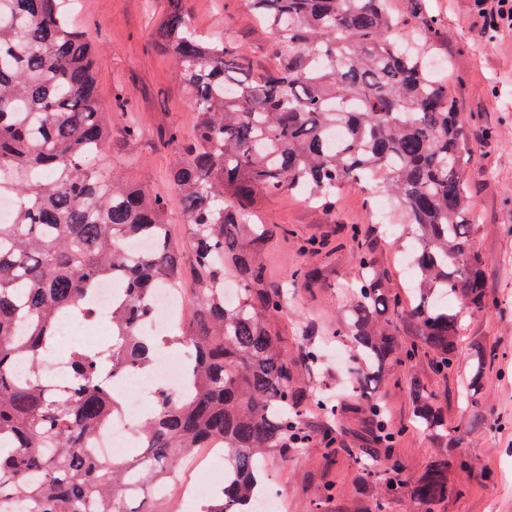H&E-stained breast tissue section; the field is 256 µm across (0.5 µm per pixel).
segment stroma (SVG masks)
<instances>
[{
	"mask_svg": "<svg viewBox=\"0 0 512 512\" xmlns=\"http://www.w3.org/2000/svg\"><path fill=\"white\" fill-rule=\"evenodd\" d=\"M187 6L197 30L236 42L249 68L271 66L269 38L243 0H188ZM164 7L165 0H78L73 21L91 41L101 105L112 125V143L100 166L169 195L173 189L167 173L176 154L158 146L156 131L174 126L190 132L195 114L171 62L155 43ZM429 7L439 17L435 32L428 35L432 64L448 84L471 147L463 173L477 214L471 239L485 258L491 296L512 306V236L505 232L512 225V28H501L489 43L477 35L484 19L474 0H430ZM130 116L138 118L144 130L135 143L122 138V126ZM374 208L368 192L356 186L342 189L330 205L288 193L258 203L260 221L283 224L290 231L289 237H275L267 250L272 280L288 283L301 263L321 274L313 290H291L289 305L277 321L289 355H296L305 329L312 333L311 343L324 344L327 350L321 367L300 373L297 384L339 396L344 403L352 402L353 393L342 388L344 372L336 363V352L350 344L333 330L355 279L352 227L360 228L393 288L405 290L415 276L410 257L397 247ZM307 239L326 241V252L300 256L296 246ZM480 344L507 348L509 354L499 360L478 409L472 410L465 405L464 393L468 362ZM414 378L435 393L448 420V439L409 428L408 386ZM374 396L384 406L387 421L405 430L393 451L406 465V483L443 451L452 458H471L493 471V481L483 483L465 481L456 470H449V479L465 488L441 502L436 512H512L511 316L494 310L464 323L457 338L455 368L448 377L436 376L429 355L424 354L380 382ZM359 430L352 414L338 428V439L346 447L336 454L326 455L315 441L290 449L288 455L272 453L263 459L268 478L288 499V512H423L407 488L380 497L379 475L368 474L363 466L372 460L376 446ZM353 448L361 449V459L350 456ZM330 481L337 485L332 498L324 493Z\"/></svg>",
	"mask_w": 512,
	"mask_h": 512,
	"instance_id": "obj_1",
	"label": "stroma"
}]
</instances>
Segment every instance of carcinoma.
<instances>
[{
	"label": "carcinoma",
	"mask_w": 512,
	"mask_h": 512,
	"mask_svg": "<svg viewBox=\"0 0 512 512\" xmlns=\"http://www.w3.org/2000/svg\"><path fill=\"white\" fill-rule=\"evenodd\" d=\"M244 2L271 35L275 66L260 74L246 72L234 42L199 33L186 0H167L159 23L156 44L196 118L188 138L176 127L163 133L177 154L168 181L185 217L179 244L167 199L97 164L110 129L91 44L64 0H0V196L15 200L13 219L0 223V503L30 512H162L144 486L171 485L192 449L219 438L229 468L204 512H255L264 454H286L312 435L336 453L344 408L293 388L300 368L321 365V352L308 345L288 358L273 326L288 295L264 261L274 229L250 222L260 195L300 191L330 204L340 186L355 183L385 187L400 203L398 239L416 270L410 308L352 230L357 285L335 335L352 345L353 385L416 358L418 346L399 339V320L415 325L442 373L462 321L498 306L469 239L470 148L448 88L428 71L424 45L406 51L387 37L395 27L436 28L425 0H406L404 13L391 0ZM138 239L153 246L132 257L124 244ZM187 265L196 283L190 315L167 335L143 334L153 290L182 287ZM229 273L240 293L234 304L224 301ZM292 278L311 288L320 275L299 266ZM104 281L114 288L109 345L71 353V377L47 378L40 364L60 326L92 316ZM160 346L187 356V393L157 391L136 458L93 455L96 430L124 408L108 373L153 367ZM498 359L495 347L475 350L465 401L477 402ZM21 360L33 366L23 377L14 371ZM410 393L418 427L448 437L435 395L417 378ZM315 405L325 417L316 428L307 422ZM352 409L384 449L377 463L386 487L399 488L404 466L391 443L402 430L381 424L368 393L355 395ZM450 493L448 454L439 453L412 495L433 512Z\"/></svg>",
	"instance_id": "cac0c4a2"
}]
</instances>
